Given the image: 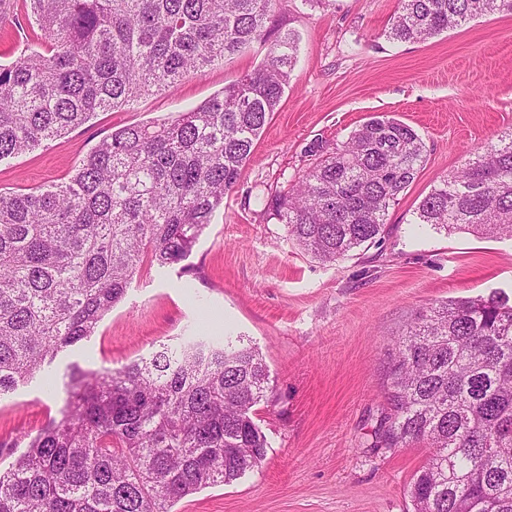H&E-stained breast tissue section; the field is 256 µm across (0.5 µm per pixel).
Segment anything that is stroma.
<instances>
[{
	"label": "stroma",
	"instance_id": "stroma-1",
	"mask_svg": "<svg viewBox=\"0 0 512 512\" xmlns=\"http://www.w3.org/2000/svg\"><path fill=\"white\" fill-rule=\"evenodd\" d=\"M0 62L42 49L23 0H5ZM398 0H279L274 29L298 37L280 106L224 206L187 258L189 273L143 265L96 333L47 374L0 401V444L58 417L70 365L117 368L194 336H239L263 354L274 400L257 407L269 448L262 466L191 494L174 512H408L407 487L426 443L370 449L384 403L388 349L416 313L491 290L512 297V240L414 223L420 201L466 159L512 132V15L477 18L424 42L384 30ZM254 44L190 73L134 108L97 113L33 151L0 161V189L62 183L112 130L189 111L266 57ZM387 114L422 137L426 161L388 215L380 244L323 263L287 240L267 214L272 195L370 116Z\"/></svg>",
	"mask_w": 512,
	"mask_h": 512
}]
</instances>
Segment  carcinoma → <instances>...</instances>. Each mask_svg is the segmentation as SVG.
Wrapping results in <instances>:
<instances>
[{
  "label": "carcinoma",
  "mask_w": 512,
  "mask_h": 512,
  "mask_svg": "<svg viewBox=\"0 0 512 512\" xmlns=\"http://www.w3.org/2000/svg\"><path fill=\"white\" fill-rule=\"evenodd\" d=\"M43 50L0 64V161L174 88L267 40L278 0H27ZM512 0H399L387 39L421 42ZM298 36L189 112L103 137L67 182L0 191V396L93 336L145 262L192 253L282 101ZM426 161L422 138L370 117L270 203L302 252L334 262L373 244ZM416 223L512 239V137L443 177ZM68 403L0 469V512H174L267 455L259 350L188 340L103 371L71 367ZM389 411L371 447L427 442L413 512H512V303L502 291L424 310L399 335Z\"/></svg>",
  "instance_id": "obj_1"
}]
</instances>
